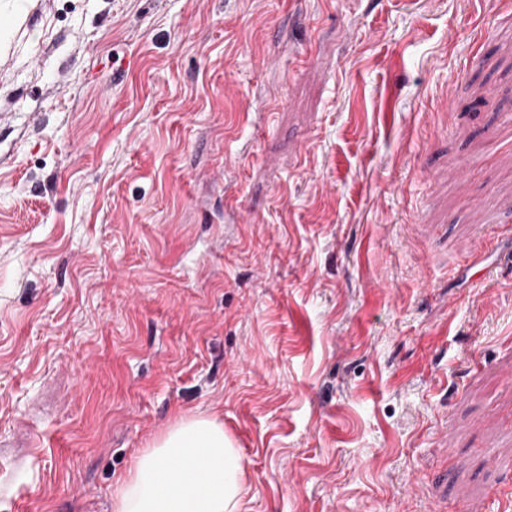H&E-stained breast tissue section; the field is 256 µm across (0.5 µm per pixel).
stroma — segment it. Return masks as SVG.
Returning a JSON list of instances; mask_svg holds the SVG:
<instances>
[{
	"instance_id": "35a3bbf8",
	"label": "stroma",
	"mask_w": 512,
	"mask_h": 512,
	"mask_svg": "<svg viewBox=\"0 0 512 512\" xmlns=\"http://www.w3.org/2000/svg\"><path fill=\"white\" fill-rule=\"evenodd\" d=\"M201 413L243 512H500L512 0H0V512Z\"/></svg>"
}]
</instances>
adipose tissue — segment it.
<instances>
[{
    "label": "adipose tissue",
    "instance_id": "obj_1",
    "mask_svg": "<svg viewBox=\"0 0 512 512\" xmlns=\"http://www.w3.org/2000/svg\"><path fill=\"white\" fill-rule=\"evenodd\" d=\"M245 474L218 416L179 417L137 452L112 512H242Z\"/></svg>",
    "mask_w": 512,
    "mask_h": 512
}]
</instances>
